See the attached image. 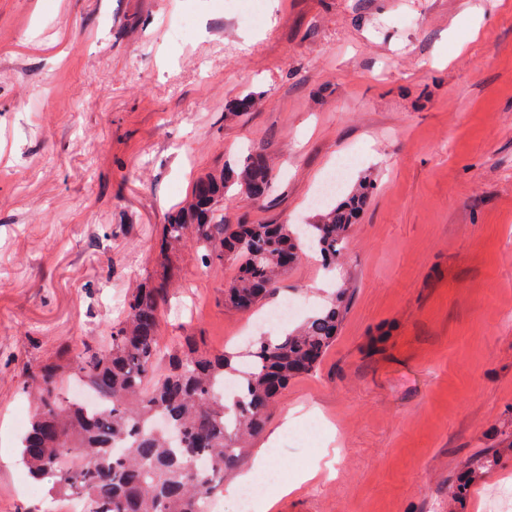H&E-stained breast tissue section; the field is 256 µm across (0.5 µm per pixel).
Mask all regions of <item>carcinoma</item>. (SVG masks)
<instances>
[{"mask_svg": "<svg viewBox=\"0 0 512 512\" xmlns=\"http://www.w3.org/2000/svg\"><path fill=\"white\" fill-rule=\"evenodd\" d=\"M271 183L260 154L200 178L190 203L161 225L160 254L169 257L191 236L201 243L202 267L235 264L224 304L242 311L275 290L278 273L302 249L332 265L370 200L371 179L361 180L343 201L333 197L314 207L310 224L214 222L217 202L242 190L262 200ZM172 278L163 263L159 281L133 289L123 319L103 340L26 366L24 389L34 409L19 463L49 485L53 500L80 496L87 512H205V500L222 492L224 477L263 430L271 404L292 379L318 367L347 301V288L337 286L331 302L294 329L259 337L240 363L190 338L161 348L162 306ZM72 379L92 392L93 404L64 398L63 383Z\"/></svg>", "mask_w": 512, "mask_h": 512, "instance_id": "cac0c4a2", "label": "carcinoma"}]
</instances>
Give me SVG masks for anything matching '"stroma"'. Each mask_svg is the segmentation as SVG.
Wrapping results in <instances>:
<instances>
[{
	"mask_svg": "<svg viewBox=\"0 0 512 512\" xmlns=\"http://www.w3.org/2000/svg\"><path fill=\"white\" fill-rule=\"evenodd\" d=\"M250 151L271 191L219 202L228 224L311 221L340 159L375 190L335 272L301 254L264 302L351 288L241 468L287 462L273 512H512V0H260L249 26L219 0H0V512L38 507L16 458L26 365L102 340L159 275L167 212ZM172 270L162 344L246 352L233 266L191 245Z\"/></svg>",
	"mask_w": 512,
	"mask_h": 512,
	"instance_id": "obj_1",
	"label": "stroma"
}]
</instances>
